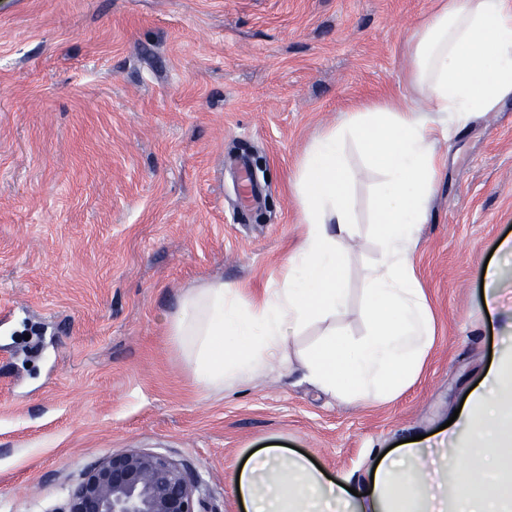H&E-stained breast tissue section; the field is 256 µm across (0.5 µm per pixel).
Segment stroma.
Listing matches in <instances>:
<instances>
[{"label":"stroma","instance_id":"35a3bbf8","mask_svg":"<svg viewBox=\"0 0 512 512\" xmlns=\"http://www.w3.org/2000/svg\"><path fill=\"white\" fill-rule=\"evenodd\" d=\"M435 2L0 0V512H58L128 448L193 469L207 512H243L233 474L269 445L354 488L462 407L512 341V258L496 251L512 236V100L435 145L415 257L435 341L398 398L349 404L294 366L210 390L169 334L188 288L221 280L257 303L273 287L303 233L307 147L364 103L414 97L405 35ZM345 152L355 245L336 328L359 338L382 174ZM32 330L41 347L14 352Z\"/></svg>","mask_w":512,"mask_h":512}]
</instances>
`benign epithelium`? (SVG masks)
<instances>
[{"mask_svg":"<svg viewBox=\"0 0 512 512\" xmlns=\"http://www.w3.org/2000/svg\"><path fill=\"white\" fill-rule=\"evenodd\" d=\"M65 512H204L194 474L156 452L129 448L92 466Z\"/></svg>","mask_w":512,"mask_h":512,"instance_id":"1","label":"benign epithelium"}]
</instances>
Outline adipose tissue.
Instances as JSON below:
<instances>
[{
    "label": "adipose tissue",
    "instance_id": "adipose-tissue-1",
    "mask_svg": "<svg viewBox=\"0 0 512 512\" xmlns=\"http://www.w3.org/2000/svg\"><path fill=\"white\" fill-rule=\"evenodd\" d=\"M406 48L408 80L424 104L383 97L309 145L294 183L302 240L262 302L242 306L220 281L184 292L169 328L199 385L219 390L274 369L318 322L325 330L301 363L319 390L389 402L419 378L435 335L414 262L437 187L434 143L512 98V0H441ZM349 141L386 175L374 217L382 256L363 274L371 330L358 339L334 326L347 302L341 271L353 239ZM373 473L358 497L305 456L271 447L234 482L247 512H512V352L490 365L441 444L406 443Z\"/></svg>",
    "mask_w": 512,
    "mask_h": 512
}]
</instances>
